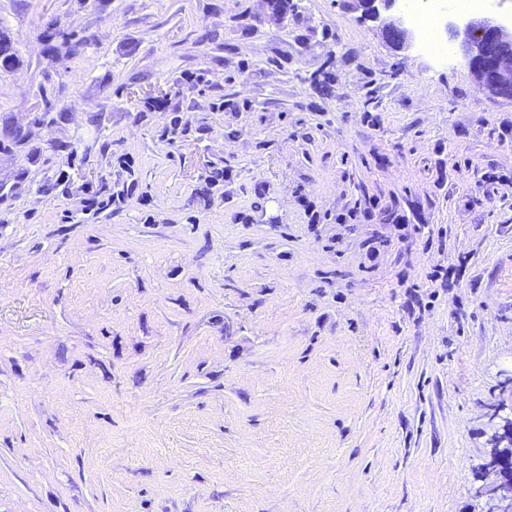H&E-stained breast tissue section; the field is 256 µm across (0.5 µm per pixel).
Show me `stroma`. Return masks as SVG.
<instances>
[{
    "label": "stroma",
    "mask_w": 512,
    "mask_h": 512,
    "mask_svg": "<svg viewBox=\"0 0 512 512\" xmlns=\"http://www.w3.org/2000/svg\"><path fill=\"white\" fill-rule=\"evenodd\" d=\"M290 3L0 0V512H480L512 101Z\"/></svg>",
    "instance_id": "stroma-1"
}]
</instances>
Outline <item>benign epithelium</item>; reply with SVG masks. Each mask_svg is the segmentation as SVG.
I'll return each mask as SVG.
<instances>
[{
	"mask_svg": "<svg viewBox=\"0 0 512 512\" xmlns=\"http://www.w3.org/2000/svg\"><path fill=\"white\" fill-rule=\"evenodd\" d=\"M342 7L377 23L381 35L394 47L404 50L413 46L415 35L406 22L402 0H342ZM446 31L458 41L478 88L512 100V28L492 15H480L449 21ZM494 417L499 419V430L491 435L495 446L482 464L494 480L478 487L475 495L483 501L481 512H512V448L498 446L505 439L512 441V405L499 406Z\"/></svg>",
	"mask_w": 512,
	"mask_h": 512,
	"instance_id": "benign-epithelium-1",
	"label": "benign epithelium"
}]
</instances>
